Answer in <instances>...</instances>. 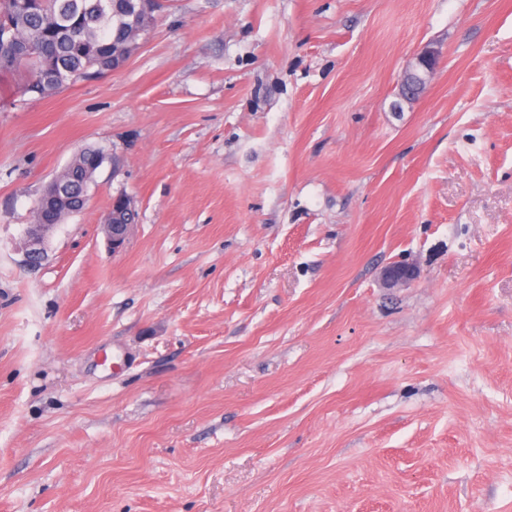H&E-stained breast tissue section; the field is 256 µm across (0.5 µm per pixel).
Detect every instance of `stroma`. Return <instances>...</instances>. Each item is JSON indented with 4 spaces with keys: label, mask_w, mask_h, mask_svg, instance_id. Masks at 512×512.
I'll return each mask as SVG.
<instances>
[{
    "label": "stroma",
    "mask_w": 512,
    "mask_h": 512,
    "mask_svg": "<svg viewBox=\"0 0 512 512\" xmlns=\"http://www.w3.org/2000/svg\"><path fill=\"white\" fill-rule=\"evenodd\" d=\"M164 3L119 71L0 76V512H512V0ZM437 61L438 54L431 48L419 51L397 85V96L407 102H416L431 81ZM101 149L95 147H87L82 149L75 158L58 174L61 184L67 191L78 192L80 184L73 182V174L85 170L89 165L93 164ZM70 215L67 212H61L56 216L57 224L52 222L42 212L40 219L27 226L26 237L29 249L27 250V261L30 264H37L45 256V243L52 229L58 224H62Z\"/></svg>",
    "instance_id": "stroma-1"
}]
</instances>
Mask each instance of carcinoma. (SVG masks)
Listing matches in <instances>:
<instances>
[{
  "instance_id": "cac0c4a2",
  "label": "carcinoma",
  "mask_w": 512,
  "mask_h": 512,
  "mask_svg": "<svg viewBox=\"0 0 512 512\" xmlns=\"http://www.w3.org/2000/svg\"><path fill=\"white\" fill-rule=\"evenodd\" d=\"M23 0H0V75L26 73L23 87L42 81L43 63H53L59 75L75 82L112 69V49L139 37L126 23L125 14L136 0H41L37 8H23ZM100 149L87 147L58 174L66 190L80 184L73 174L93 164Z\"/></svg>"
}]
</instances>
